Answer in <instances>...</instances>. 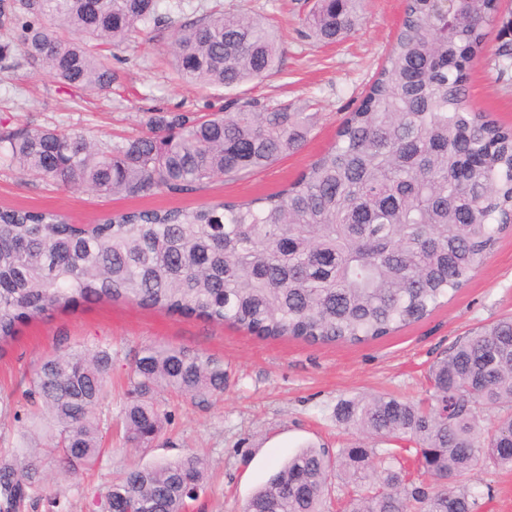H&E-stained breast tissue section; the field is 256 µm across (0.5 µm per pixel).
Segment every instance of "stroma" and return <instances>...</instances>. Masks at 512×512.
I'll list each match as a JSON object with an SVG mask.
<instances>
[{
    "mask_svg": "<svg viewBox=\"0 0 512 512\" xmlns=\"http://www.w3.org/2000/svg\"><path fill=\"white\" fill-rule=\"evenodd\" d=\"M256 15L281 34L282 60L263 81L233 90L180 82L169 65L175 28L208 14ZM313 0H184L182 9L160 5L166 19L152 38L132 37L114 49L119 80L111 91L69 89L48 73L23 64L0 70V132L29 125L75 128L101 141L141 134L149 112H222L236 98L267 107L310 112L306 141L275 163L241 180L215 179L195 189L144 196L101 195L35 180L0 166V208L47 210L70 223L94 224L129 210H192L222 200H244L282 190L330 147L336 131L360 103L396 36L404 0H363L362 19L340 42L326 45L305 34ZM512 44V0H501L483 50L470 68L468 102L500 124L512 126V67L500 71L497 52ZM512 313V231L501 234L466 286L428 318L367 344H309L292 338L262 339L230 325L195 316L146 309L135 303H81L27 320L0 347V448L18 441L27 423L26 394L41 360L76 346L112 349V398L104 419L117 418L126 401L128 363L140 347L162 344L224 361V392L207 399L170 390L158 395L168 417L152 447L125 449L118 427L105 430L97 464L79 481L46 457L48 487L35 512H103L108 485L125 469L197 451L207 462L204 485L186 512H242L245 500L298 447L310 443L335 451L352 435L337 425L338 399L356 393L423 398L427 370L458 340ZM481 512H512V471L477 473Z\"/></svg>",
    "mask_w": 512,
    "mask_h": 512,
    "instance_id": "35a3bbf8",
    "label": "stroma"
}]
</instances>
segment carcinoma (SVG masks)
<instances>
[{
    "label": "carcinoma",
    "mask_w": 512,
    "mask_h": 512,
    "mask_svg": "<svg viewBox=\"0 0 512 512\" xmlns=\"http://www.w3.org/2000/svg\"><path fill=\"white\" fill-rule=\"evenodd\" d=\"M160 0H0V64L20 46L27 65L70 87L107 92L112 50L158 27ZM359 0H316L309 34L352 32ZM499 0H407L377 78L336 141L286 188L195 210H133L78 228L64 217L0 210V345L18 326L79 302L128 300L260 338L363 344L422 321L468 282L509 229L512 127L468 105L470 62ZM58 22L52 30L44 21ZM172 68L189 85L234 89L279 62L275 32L245 14L202 17L174 33ZM146 132L101 142L75 130L0 133V160L27 176L100 194L191 190L243 179L298 148L312 116L252 99L232 112H155ZM112 352L96 346L44 358L34 373L28 430L0 451V512H20L45 489V433L75 479L95 465ZM120 411L133 450L159 438L171 389L224 392V362L151 345L129 363ZM430 396L391 393L336 402V423L363 440L331 457L301 448L247 498L243 512H327L333 489L348 512H478L475 470L512 471V316L453 345L429 367ZM405 443L378 448L373 440ZM414 452L416 473L401 452ZM195 453L135 465L112 481L104 508L185 512L202 487Z\"/></svg>",
    "instance_id": "obj_1"
}]
</instances>
